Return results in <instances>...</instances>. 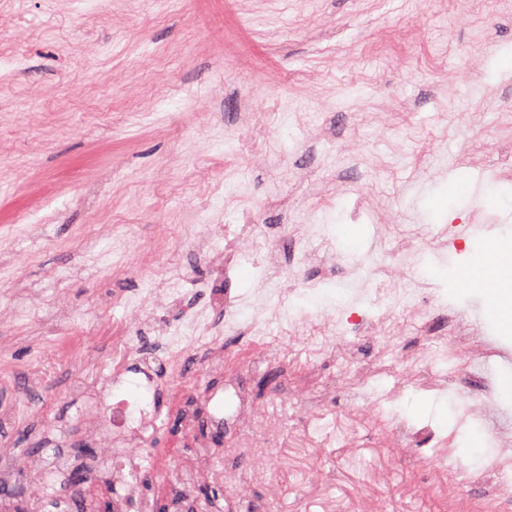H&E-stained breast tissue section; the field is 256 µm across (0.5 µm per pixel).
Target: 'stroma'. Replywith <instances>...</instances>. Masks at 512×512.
Listing matches in <instances>:
<instances>
[{
    "instance_id": "stroma-1",
    "label": "stroma",
    "mask_w": 512,
    "mask_h": 512,
    "mask_svg": "<svg viewBox=\"0 0 512 512\" xmlns=\"http://www.w3.org/2000/svg\"><path fill=\"white\" fill-rule=\"evenodd\" d=\"M510 57L512 10L497 0L467 13L448 0H0V471L11 477L0 512H32L28 458L58 449L71 465L47 500L85 512L96 485L94 512H114L76 390L109 373L101 328L112 322L131 324L137 343L122 397L159 410L126 512L153 504L155 485L184 483L191 460L224 480L167 497L165 512H209L206 488L224 512H461L477 489L433 484L425 465L398 458L327 348L353 304L390 313L408 348L424 318L450 331L443 305L484 308L479 289L456 282L487 238L512 242V176L494 167L512 152ZM473 147L482 166L464 162ZM452 176L473 193L449 194ZM474 211L479 227L457 251L432 248ZM246 222L321 225L302 243L281 234L280 261L299 269L327 242L336 276L258 308L266 243ZM202 235L218 249L237 240L233 273L193 250ZM401 269L428 296L393 308ZM162 281L177 285V303L147 304ZM228 305L252 331L225 329L226 349L259 338L284 353L296 332L326 352L239 367L240 391L268 414L258 429L211 419L202 393L224 377L206 342L187 344L179 368L163 358L159 329L186 309L223 327ZM146 363L148 391L137 381ZM479 386L462 375L445 393L409 388L399 411L455 431L456 456L477 467L512 423V399L466 415L459 396ZM169 446L155 467L152 449Z\"/></svg>"
}]
</instances>
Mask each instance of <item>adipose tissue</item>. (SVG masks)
<instances>
[{
	"label": "adipose tissue",
	"mask_w": 512,
	"mask_h": 512,
	"mask_svg": "<svg viewBox=\"0 0 512 512\" xmlns=\"http://www.w3.org/2000/svg\"><path fill=\"white\" fill-rule=\"evenodd\" d=\"M486 261L464 269L460 281L471 288L486 290L490 302V317L504 325L512 324V280H502L498 272L512 269V245L500 240L489 241L485 246Z\"/></svg>",
	"instance_id": "adipose-tissue-1"
}]
</instances>
